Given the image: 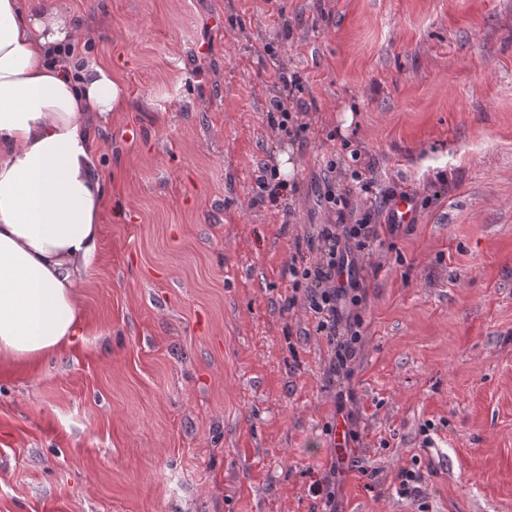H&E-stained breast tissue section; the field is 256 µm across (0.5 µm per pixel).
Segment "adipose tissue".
<instances>
[{
	"label": "adipose tissue",
	"instance_id": "1",
	"mask_svg": "<svg viewBox=\"0 0 512 512\" xmlns=\"http://www.w3.org/2000/svg\"><path fill=\"white\" fill-rule=\"evenodd\" d=\"M70 15L0 0V360L29 362L80 332V273L106 198L92 127L126 105L100 65L74 70Z\"/></svg>",
	"mask_w": 512,
	"mask_h": 512
}]
</instances>
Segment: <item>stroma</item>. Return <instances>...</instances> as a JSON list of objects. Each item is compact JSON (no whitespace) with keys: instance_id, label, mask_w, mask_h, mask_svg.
Instances as JSON below:
<instances>
[{"instance_id":"35a3bbf8","label":"stroma","mask_w":512,"mask_h":512,"mask_svg":"<svg viewBox=\"0 0 512 512\" xmlns=\"http://www.w3.org/2000/svg\"><path fill=\"white\" fill-rule=\"evenodd\" d=\"M41 2L128 104L92 131L108 203L82 332L0 361V512H323L316 483L337 512H512V0ZM274 97L308 104L300 136ZM284 153L287 190L256 202ZM329 185L357 215L388 190L416 209L357 272L344 371L345 328L288 303ZM269 105L270 109L268 113L270 114L271 123L273 128L277 129L278 132L294 137L305 128L304 123L298 124L299 118L297 114L306 113L301 105L297 112H290L288 106L285 105L284 101L281 99H271ZM275 115L277 118H275ZM399 487L397 493L402 497H419L422 495L423 476L412 469L402 468L399 473Z\"/></svg>"}]
</instances>
